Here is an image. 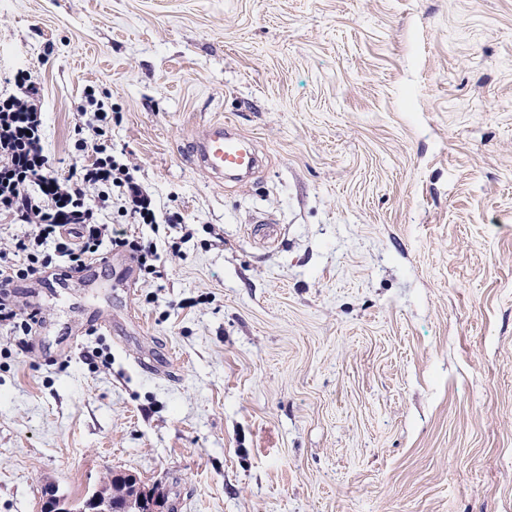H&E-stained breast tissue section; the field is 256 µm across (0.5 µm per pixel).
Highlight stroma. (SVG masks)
<instances>
[{"instance_id": "1", "label": "stroma", "mask_w": 512, "mask_h": 512, "mask_svg": "<svg viewBox=\"0 0 512 512\" xmlns=\"http://www.w3.org/2000/svg\"><path fill=\"white\" fill-rule=\"evenodd\" d=\"M67 177L94 87L178 224L15 281L0 512L107 472L177 512H512V0H0ZM265 156L220 182L214 121ZM156 248L127 281L119 239Z\"/></svg>"}]
</instances>
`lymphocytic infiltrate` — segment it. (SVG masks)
I'll return each instance as SVG.
<instances>
[{"mask_svg":"<svg viewBox=\"0 0 512 512\" xmlns=\"http://www.w3.org/2000/svg\"><path fill=\"white\" fill-rule=\"evenodd\" d=\"M14 85V92L0 94V217L35 230L11 250H0V326L26 333L29 320L5 296L15 280L41 278L49 268L53 255L43 254L44 244L54 243L56 253L79 270L98 256L108 234V225L97 215L112 194H120L123 215L137 223H156L157 214L128 167L98 143L110 122L104 108H96L86 126L74 128V147L90 153V160L78 175L59 179L49 172L41 91L23 72L16 74Z\"/></svg>","mask_w":512,"mask_h":512,"instance_id":"obj_1","label":"lymphocytic infiltrate"}]
</instances>
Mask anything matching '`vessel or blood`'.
<instances>
[{"label":"vessel or blood","instance_id":"vessel-or-blood-1","mask_svg":"<svg viewBox=\"0 0 512 512\" xmlns=\"http://www.w3.org/2000/svg\"><path fill=\"white\" fill-rule=\"evenodd\" d=\"M194 153L202 169L220 176L244 175L259 163L253 147L221 122L208 127L204 136L195 142Z\"/></svg>","mask_w":512,"mask_h":512}]
</instances>
